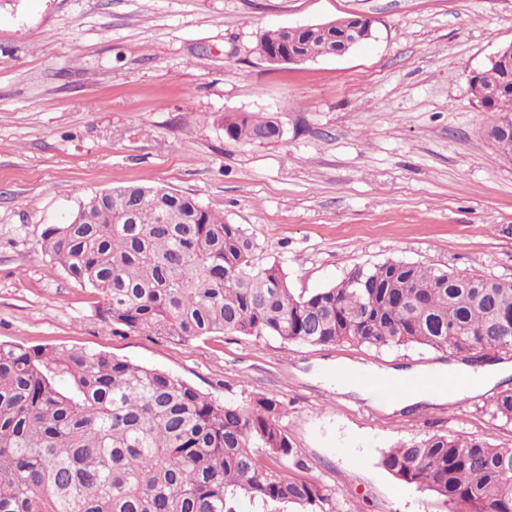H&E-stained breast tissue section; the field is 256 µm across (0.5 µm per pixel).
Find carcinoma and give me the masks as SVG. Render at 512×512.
Instances as JSON below:
<instances>
[{
	"label": "carcinoma",
	"instance_id": "cac0c4a2",
	"mask_svg": "<svg viewBox=\"0 0 512 512\" xmlns=\"http://www.w3.org/2000/svg\"><path fill=\"white\" fill-rule=\"evenodd\" d=\"M352 21L313 31H266L259 44L328 56ZM512 85L488 65L471 79L488 135L512 152V102L486 90ZM281 137L276 118L225 115L235 140ZM112 204L83 224H53L41 250L103 296L112 325L187 344L213 334L285 343L422 347L476 364L511 353L512 281L389 260L296 295L279 264L255 262L239 224L194 198L139 184L107 190ZM67 386L59 387L60 381ZM512 421V388L492 402ZM284 404L263 394L217 402L158 369L76 348L0 343V512H236L241 495L298 512H335L323 486L285 473L295 456L279 425ZM380 465L450 512H512V448L432 435L384 451Z\"/></svg>",
	"mask_w": 512,
	"mask_h": 512
}]
</instances>
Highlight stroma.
Instances as JSON below:
<instances>
[{
	"label": "stroma",
	"instance_id": "1",
	"mask_svg": "<svg viewBox=\"0 0 512 512\" xmlns=\"http://www.w3.org/2000/svg\"><path fill=\"white\" fill-rule=\"evenodd\" d=\"M353 15L374 36L349 54L255 52L270 28ZM509 43L512 0H0V342L106 351L220 402L273 397L291 475L338 512H449L379 458L432 434L512 447L495 390L391 412L332 386L339 364L432 370L446 353L116 330L40 244L95 192L144 184L242 225L297 294L388 260L512 281V160L471 89ZM228 112L276 117L282 136L232 140Z\"/></svg>",
	"mask_w": 512,
	"mask_h": 512
}]
</instances>
